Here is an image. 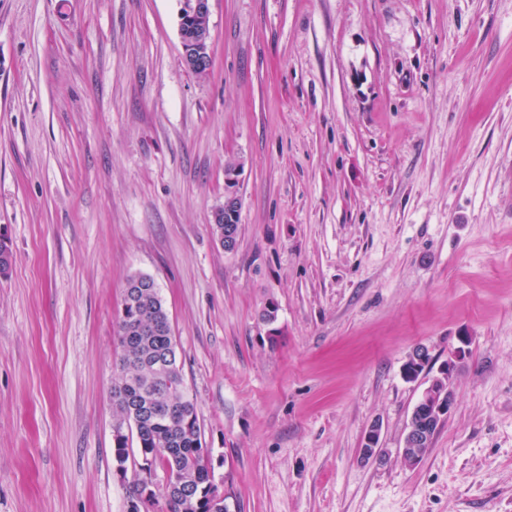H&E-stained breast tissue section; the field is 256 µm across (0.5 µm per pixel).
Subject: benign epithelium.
<instances>
[{"label":"benign epithelium","mask_w":512,"mask_h":512,"mask_svg":"<svg viewBox=\"0 0 512 512\" xmlns=\"http://www.w3.org/2000/svg\"><path fill=\"white\" fill-rule=\"evenodd\" d=\"M211 0H183L179 35L184 50V63L195 73L207 72L212 65L211 30L209 25ZM461 346L457 348L455 360L463 359L470 344V338L460 337ZM429 352L423 346L416 347L403 366L404 378L415 381L428 365ZM448 361L441 369V376L433 379L420 397L418 416L410 417L408 431L404 438V460L414 465L423 454L420 449L428 446L435 430L447 418L453 406V396L449 388L456 364ZM381 442V426L372 423L365 431L359 456L361 461L368 462L378 458ZM155 465L153 459H141L137 465L135 480L131 483L127 512H145L157 500L154 482Z\"/></svg>","instance_id":"7a95c632"}]
</instances>
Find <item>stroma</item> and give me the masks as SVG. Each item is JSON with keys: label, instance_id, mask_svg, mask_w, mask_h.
<instances>
[{"label": "stroma", "instance_id": "obj_1", "mask_svg": "<svg viewBox=\"0 0 512 512\" xmlns=\"http://www.w3.org/2000/svg\"><path fill=\"white\" fill-rule=\"evenodd\" d=\"M181 7L0 0V512H126L134 275L229 512H512V0H212L204 74ZM462 336L453 408L408 465ZM240 209V200L237 195L233 192L228 193L224 196V207H220L216 210L214 215V224L213 230L217 236V238L222 239L224 242L225 250H232L235 248L237 241H234V236L230 233L226 234V231L229 228H234L238 230L239 225V210ZM238 211V213H237ZM227 212L230 215H235L237 213L235 224L226 223L224 224V213ZM429 352L424 346L416 347L403 366V375L407 381H415L419 378L428 365ZM455 367V362L448 360V364L441 369V376L433 379L422 392L417 418L413 413L415 406L412 410L403 448V457L408 465L418 463L428 451L426 449L420 453V448H427L435 431L452 409L453 396L449 385ZM381 442V426L379 423H372L365 431L359 456L361 461L369 462L370 460L377 459L380 452Z\"/></svg>", "mask_w": 512, "mask_h": 512}]
</instances>
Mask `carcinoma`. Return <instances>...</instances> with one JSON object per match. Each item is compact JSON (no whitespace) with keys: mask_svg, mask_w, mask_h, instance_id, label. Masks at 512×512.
Here are the masks:
<instances>
[{"mask_svg":"<svg viewBox=\"0 0 512 512\" xmlns=\"http://www.w3.org/2000/svg\"><path fill=\"white\" fill-rule=\"evenodd\" d=\"M118 336L120 373L112 392L125 394L132 404L114 399L116 429L130 428L138 452L154 454L156 467L193 486L190 499L175 494L165 498L167 512H207L214 481L211 456L203 451L199 419L185 395L169 315L152 278L127 280ZM129 439L114 447L125 459Z\"/></svg>","mask_w":512,"mask_h":512,"instance_id":"cac0c4a2","label":"carcinoma"}]
</instances>
